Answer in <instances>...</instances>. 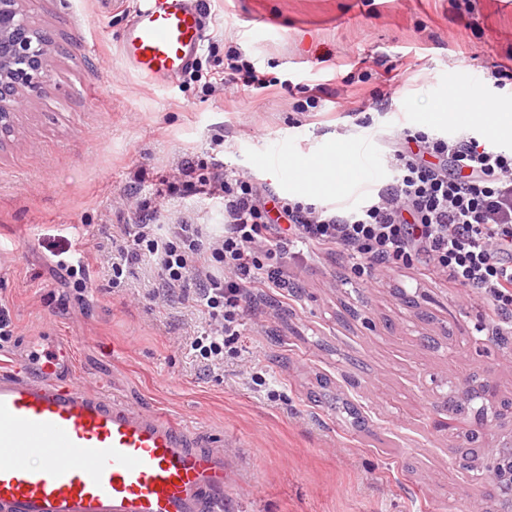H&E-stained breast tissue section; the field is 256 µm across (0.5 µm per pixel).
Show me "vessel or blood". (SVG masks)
Here are the masks:
<instances>
[{"label": "vessel or blood", "instance_id": "b4317fda", "mask_svg": "<svg viewBox=\"0 0 512 512\" xmlns=\"http://www.w3.org/2000/svg\"><path fill=\"white\" fill-rule=\"evenodd\" d=\"M203 0H137L121 40L149 82L181 74L204 47ZM74 355L0 370V512H224L218 442L88 390Z\"/></svg>", "mask_w": 512, "mask_h": 512}]
</instances>
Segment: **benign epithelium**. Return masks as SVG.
I'll return each mask as SVG.
<instances>
[{"instance_id":"obj_1","label":"benign epithelium","mask_w":512,"mask_h":512,"mask_svg":"<svg viewBox=\"0 0 512 512\" xmlns=\"http://www.w3.org/2000/svg\"><path fill=\"white\" fill-rule=\"evenodd\" d=\"M23 2L0 0V131L5 133L19 105L41 90L49 77L50 39L29 26ZM497 397V386L489 381L477 384L471 377L454 378L448 381L442 411L457 402L453 417L508 429L506 439L489 451L484 469L498 489L495 512H512V468L500 464L503 455L512 454V415L498 408Z\"/></svg>"}]
</instances>
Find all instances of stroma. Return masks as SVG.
<instances>
[{
	"instance_id": "stroma-1",
	"label": "stroma",
	"mask_w": 512,
	"mask_h": 512,
	"mask_svg": "<svg viewBox=\"0 0 512 512\" xmlns=\"http://www.w3.org/2000/svg\"><path fill=\"white\" fill-rule=\"evenodd\" d=\"M201 77L153 84L125 63L120 35L135 0H25L47 32L52 78L0 140V302L15 334L0 364L72 344L75 382L190 429L224 438L228 512H482L489 477L458 494L461 437L434 425L433 378L475 375L512 397V334H496L485 303L417 270L357 278L349 257L316 252L292 262L289 297L269 290L244 319L241 356L204 366L182 340L199 317L156 304L155 270L124 287L105 272L112 227L135 222L122 200L150 196L183 161L221 163L266 194L319 207L375 197L391 171L389 144L416 127L469 135L511 151L490 127L437 120L464 94L472 67L512 53V0H205ZM241 52L273 82L224 81ZM347 91L349 103L336 94ZM392 99L362 125L354 108ZM317 99L313 112L299 104ZM347 135L356 162L344 194L316 193L256 158L281 148L288 162L325 153ZM220 227L222 198L163 201L156 221L185 216ZM75 238L88 293L57 267ZM267 383L253 384V372Z\"/></svg>"
}]
</instances>
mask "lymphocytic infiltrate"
<instances>
[{
	"instance_id": "f902f5d3",
	"label": "lymphocytic infiltrate",
	"mask_w": 512,
	"mask_h": 512,
	"mask_svg": "<svg viewBox=\"0 0 512 512\" xmlns=\"http://www.w3.org/2000/svg\"><path fill=\"white\" fill-rule=\"evenodd\" d=\"M392 178L367 205L320 208L278 199L285 225L271 223L252 179L219 170L200 191L224 200V230L121 224L112 234V283L154 262L164 286L196 311L188 345L220 365L238 354L243 316L264 289L290 288L284 260L294 250L339 252L357 276L422 267L452 288L481 297L496 325L512 319V153L406 128L389 155Z\"/></svg>"
}]
</instances>
